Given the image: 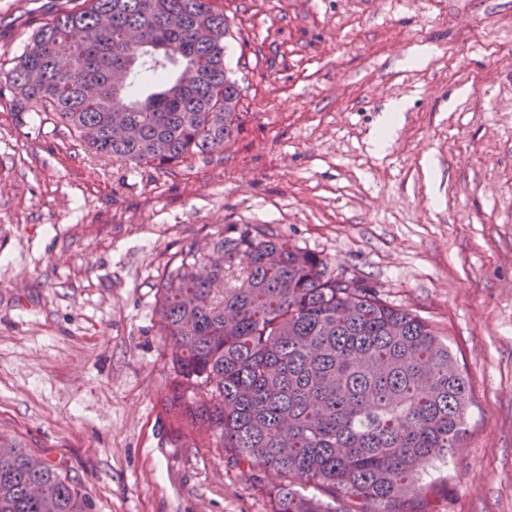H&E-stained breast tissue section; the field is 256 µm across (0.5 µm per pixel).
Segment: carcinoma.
<instances>
[{
    "instance_id": "carcinoma-1",
    "label": "carcinoma",
    "mask_w": 512,
    "mask_h": 512,
    "mask_svg": "<svg viewBox=\"0 0 512 512\" xmlns=\"http://www.w3.org/2000/svg\"><path fill=\"white\" fill-rule=\"evenodd\" d=\"M169 11L186 16L182 31L165 28ZM131 27L146 47L124 42ZM227 35L212 0H79L42 26L0 91L52 114L97 156L167 169L223 151L241 130ZM188 68L200 74L194 87L179 83ZM116 122L139 138H113ZM214 254L239 261L240 286L215 287L224 266ZM155 313L175 374L165 413L215 438L266 491L270 512H437L435 483L422 475L463 447L471 389L428 321L249 225L182 254L162 276ZM310 484L318 493H305ZM0 512L91 503L0 432Z\"/></svg>"
}]
</instances>
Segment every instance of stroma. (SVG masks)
Instances as JSON below:
<instances>
[{
    "label": "stroma",
    "instance_id": "stroma-1",
    "mask_svg": "<svg viewBox=\"0 0 512 512\" xmlns=\"http://www.w3.org/2000/svg\"><path fill=\"white\" fill-rule=\"evenodd\" d=\"M240 134L169 169L96 157L0 94V432L92 512H270L175 428L168 263L263 225L429 321L472 386L451 512H512V0H215ZM71 0H0V70ZM405 104L384 151L386 105Z\"/></svg>",
    "mask_w": 512,
    "mask_h": 512
}]
</instances>
